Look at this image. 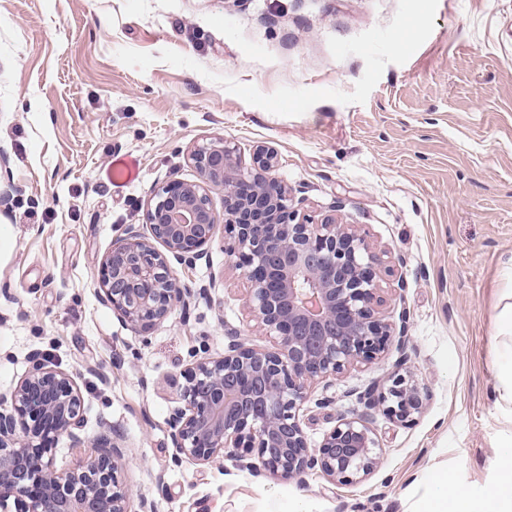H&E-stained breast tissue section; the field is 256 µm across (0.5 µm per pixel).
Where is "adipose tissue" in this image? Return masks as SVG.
<instances>
[{"label":"adipose tissue","mask_w":512,"mask_h":512,"mask_svg":"<svg viewBox=\"0 0 512 512\" xmlns=\"http://www.w3.org/2000/svg\"><path fill=\"white\" fill-rule=\"evenodd\" d=\"M496 367L502 399L512 403V303L504 306L498 331ZM429 494L422 512H512V442L503 446L495 483L477 492L456 484L445 470L428 477Z\"/></svg>","instance_id":"1"}]
</instances>
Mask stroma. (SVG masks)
Returning <instances> with one entry per match:
<instances>
[{"label": "stroma", "instance_id": "obj_1", "mask_svg": "<svg viewBox=\"0 0 512 512\" xmlns=\"http://www.w3.org/2000/svg\"><path fill=\"white\" fill-rule=\"evenodd\" d=\"M221 137L304 210L335 213L385 250L392 314L410 342L317 386L311 443L406 361L428 393L415 424L375 415L378 468L337 487L281 482L224 460L174 465L179 373L229 334L268 340L216 230L174 264L207 288L147 335L99 295L98 266L189 152ZM0 395L30 353L73 376L84 433L116 431L121 479L155 512H420L435 470L493 484L512 440L494 340L512 293V0H0ZM329 399L317 408V399Z\"/></svg>", "mask_w": 512, "mask_h": 512}]
</instances>
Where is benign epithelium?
<instances>
[{"label": "benign epithelium", "instance_id": "obj_1", "mask_svg": "<svg viewBox=\"0 0 512 512\" xmlns=\"http://www.w3.org/2000/svg\"><path fill=\"white\" fill-rule=\"evenodd\" d=\"M189 161L198 181L158 187L144 206L150 234L129 226L100 262L101 298L145 335L205 297V288L180 285L168 256L187 267L208 256L219 224L211 190L220 189L224 255L246 280L247 307L269 345L234 336L224 352L181 372L168 419L173 462L253 457L249 466L276 480L302 485L317 470L335 486L359 484L380 459L373 415L410 426L426 408L429 394L415 371L400 368L376 383L362 397V413L339 419L316 446L302 413L317 385L406 346L407 313L391 321L383 288L394 267L354 225L300 212L288 186L272 176L274 148L256 146L245 167L237 147L217 137L194 147ZM83 424L73 377L31 354L10 398L0 396V512H132L136 496L119 479L122 450L110 432L87 442ZM63 437L72 449L90 444L95 456L55 470ZM136 498L139 512H154L153 502Z\"/></svg>", "mask_w": 512, "mask_h": 512}]
</instances>
